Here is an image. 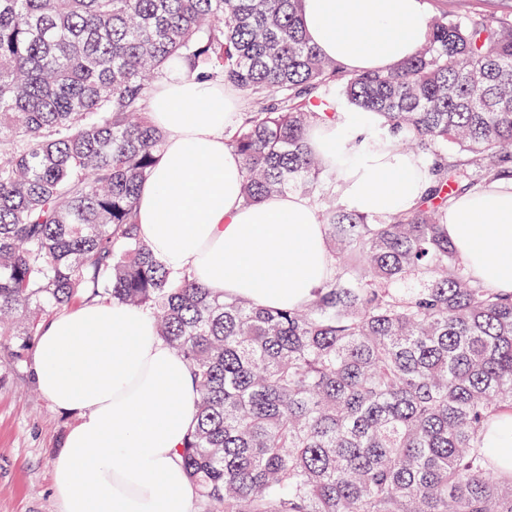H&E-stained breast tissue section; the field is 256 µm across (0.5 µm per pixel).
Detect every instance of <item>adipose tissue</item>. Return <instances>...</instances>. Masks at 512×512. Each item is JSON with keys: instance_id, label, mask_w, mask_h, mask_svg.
Instances as JSON below:
<instances>
[{"instance_id": "obj_1", "label": "adipose tissue", "mask_w": 512, "mask_h": 512, "mask_svg": "<svg viewBox=\"0 0 512 512\" xmlns=\"http://www.w3.org/2000/svg\"><path fill=\"white\" fill-rule=\"evenodd\" d=\"M302 21L323 56L357 72L406 59L430 24L421 0H302ZM238 102V91L174 69L156 84L151 118L165 145L140 192L139 232L167 267L214 293L296 307L331 272L324 228L299 195L243 205L241 159L225 143ZM378 140L356 112L309 140L340 164L341 204L369 217L412 208L427 190L422 161ZM445 226L472 276L512 293V186L456 200ZM31 372L54 406L79 414L52 467L63 512H194L180 449L199 395L149 313L102 301L56 315L41 328Z\"/></svg>"}]
</instances>
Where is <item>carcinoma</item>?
<instances>
[{"label": "carcinoma", "instance_id": "obj_1", "mask_svg": "<svg viewBox=\"0 0 512 512\" xmlns=\"http://www.w3.org/2000/svg\"><path fill=\"white\" fill-rule=\"evenodd\" d=\"M302 0H0V332L29 341L79 300L141 307L200 400L181 450L205 512H512L483 451L512 413V294L473 278L448 206L512 180V24L442 15L386 71L323 56ZM218 63L251 111L228 137L247 205L302 188L333 261L314 298L266 309L173 272L137 203L163 147L147 117L173 63ZM337 85L394 147L431 157L424 197L345 209L307 142Z\"/></svg>", "mask_w": 512, "mask_h": 512}]
</instances>
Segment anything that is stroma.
Returning <instances> with one entry per match:
<instances>
[{
  "instance_id": "1",
  "label": "stroma",
  "mask_w": 512,
  "mask_h": 512,
  "mask_svg": "<svg viewBox=\"0 0 512 512\" xmlns=\"http://www.w3.org/2000/svg\"><path fill=\"white\" fill-rule=\"evenodd\" d=\"M430 17L505 16L507 0H422ZM34 343L0 335V512H62L52 461L79 415L53 406L29 373Z\"/></svg>"
}]
</instances>
